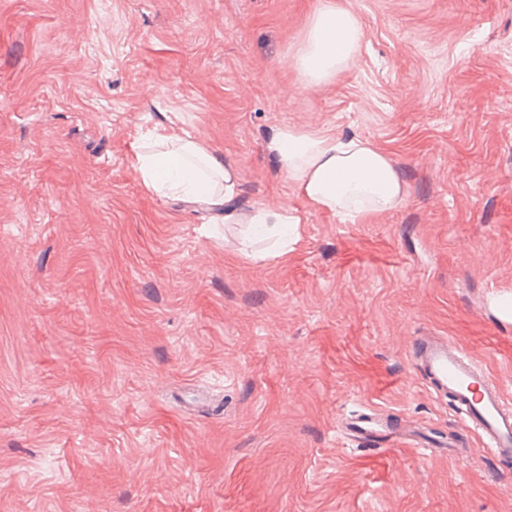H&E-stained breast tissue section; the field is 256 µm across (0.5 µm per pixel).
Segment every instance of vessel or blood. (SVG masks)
Returning <instances> with one entry per match:
<instances>
[{"label":"vessel or blood","mask_w":512,"mask_h":512,"mask_svg":"<svg viewBox=\"0 0 512 512\" xmlns=\"http://www.w3.org/2000/svg\"><path fill=\"white\" fill-rule=\"evenodd\" d=\"M500 322L512 321V289L490 292ZM413 359L435 396L450 398L466 428L477 433L494 457H512V400L481 363L454 341L425 333L413 343ZM341 434L366 438L387 436L408 440L406 432L388 427L368 414L353 415Z\"/></svg>","instance_id":"b4317fda"}]
</instances>
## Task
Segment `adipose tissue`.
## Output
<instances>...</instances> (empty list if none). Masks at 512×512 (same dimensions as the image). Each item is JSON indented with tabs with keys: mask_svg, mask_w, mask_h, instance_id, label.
I'll list each match as a JSON object with an SVG mask.
<instances>
[{
	"mask_svg": "<svg viewBox=\"0 0 512 512\" xmlns=\"http://www.w3.org/2000/svg\"><path fill=\"white\" fill-rule=\"evenodd\" d=\"M363 37L358 16L335 0H320L296 61L308 83L336 78L354 58ZM266 149L295 189L315 209L335 215L375 216L404 201V182L389 155L359 135L318 134L283 128ZM143 187L157 196L224 209V221L236 223L229 208L236 193L230 168L211 148L186 132H163L135 154ZM251 224L276 244L273 257L287 254L298 217L254 210Z\"/></svg>",
	"mask_w": 512,
	"mask_h": 512,
	"instance_id": "1",
	"label": "adipose tissue"
}]
</instances>
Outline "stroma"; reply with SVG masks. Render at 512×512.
Wrapping results in <instances>:
<instances>
[{
    "label": "stroma",
    "mask_w": 512,
    "mask_h": 512,
    "mask_svg": "<svg viewBox=\"0 0 512 512\" xmlns=\"http://www.w3.org/2000/svg\"><path fill=\"white\" fill-rule=\"evenodd\" d=\"M320 0H0V512H512L412 360L446 336L512 398V0H342L363 39L295 66ZM221 155L235 206L300 216L287 257L147 192L145 137ZM369 138L397 209L340 222L267 152L281 127ZM377 411L467 452L343 444ZM490 303L496 310L497 319L502 323L512 320V289L511 287L493 288L490 292Z\"/></svg>",
    "instance_id": "obj_1"
}]
</instances>
